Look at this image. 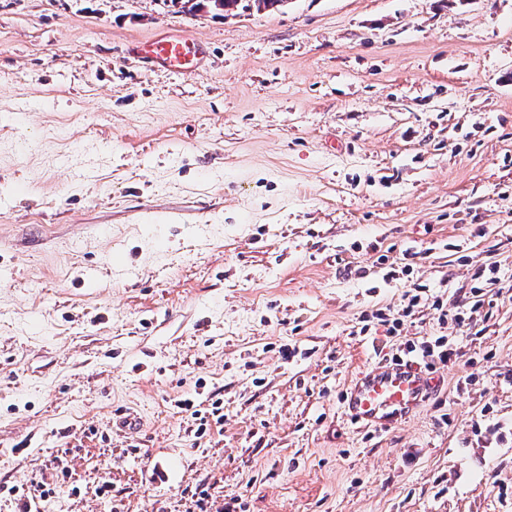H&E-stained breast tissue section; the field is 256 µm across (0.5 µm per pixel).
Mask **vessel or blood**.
<instances>
[{
	"label": "vessel or blood",
	"mask_w": 512,
	"mask_h": 512,
	"mask_svg": "<svg viewBox=\"0 0 512 512\" xmlns=\"http://www.w3.org/2000/svg\"><path fill=\"white\" fill-rule=\"evenodd\" d=\"M131 51L154 66L177 72L200 69L206 52L203 41L166 35L151 43H136ZM437 382L413 360L398 359L361 371L346 389L342 407L355 424L389 430L409 421L429 398Z\"/></svg>",
	"instance_id": "b4317fda"
}]
</instances>
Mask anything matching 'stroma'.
I'll return each instance as SVG.
<instances>
[{"label":"stroma","instance_id":"obj_1","mask_svg":"<svg viewBox=\"0 0 512 512\" xmlns=\"http://www.w3.org/2000/svg\"><path fill=\"white\" fill-rule=\"evenodd\" d=\"M173 33L200 72L128 52ZM509 70L512 0H0V512H512ZM485 264L437 392L354 425L360 371L458 333L362 317Z\"/></svg>","mask_w":512,"mask_h":512}]
</instances>
